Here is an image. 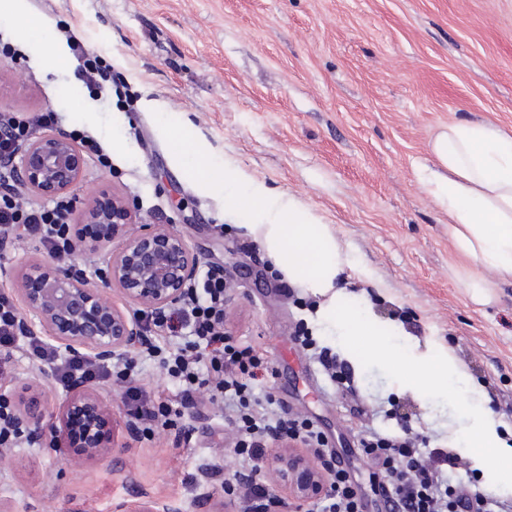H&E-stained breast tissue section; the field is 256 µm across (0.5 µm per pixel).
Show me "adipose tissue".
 Masks as SVG:
<instances>
[{
	"label": "adipose tissue",
	"mask_w": 512,
	"mask_h": 512,
	"mask_svg": "<svg viewBox=\"0 0 512 512\" xmlns=\"http://www.w3.org/2000/svg\"><path fill=\"white\" fill-rule=\"evenodd\" d=\"M432 152L439 169L428 182L448 212L455 252L512 279V134L488 122H456L436 136ZM233 202L265 216L257 230L267 253L287 257L289 278L307 293L325 298L318 318L332 344L346 350L355 337L363 336L367 349L375 351L382 335H402L401 327L381 322L368 307L352 306L340 278L346 260L328 225L308 222L297 207L262 188L242 192ZM396 366L400 389L420 397L437 393L445 380L455 382L462 405L457 433L487 471L491 487L507 489L512 449H504L500 421L453 356L436 346Z\"/></svg>",
	"instance_id": "1"
}]
</instances>
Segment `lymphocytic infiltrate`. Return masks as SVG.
<instances>
[{"label":"lymphocytic infiltrate","instance_id":"f902f5d3","mask_svg":"<svg viewBox=\"0 0 512 512\" xmlns=\"http://www.w3.org/2000/svg\"><path fill=\"white\" fill-rule=\"evenodd\" d=\"M54 122L50 110L25 119L0 113V246L28 240L59 255L75 247L71 200L61 196L34 204L24 199L15 182L16 151L37 129L52 127ZM229 286L223 266L210 265L179 305L160 314L142 313L145 328L154 329L158 337L182 341L163 359L176 381V402H160L131 382L124 392L128 414L145 435L162 428L181 437L185 429L178 421L183 407L224 401L242 466L235 484L225 485L224 490L236 497L241 512H269L272 496L260 474L270 444L285 441L306 448L327 476L328 490L315 512H365L367 495L354 481L350 464L329 447L325 433L310 418L276 408L272 394L256 395L269 362L253 345L235 340L226 331L224 302ZM18 349L29 360L47 365L63 388L76 381L105 384L116 371L111 362L88 354L60 353L44 338L25 333L12 298L0 292V377L9 376L7 358ZM359 445L377 482L375 494L387 512H512V500L453 483L451 475L461 467L458 456L442 448H425L419 437L369 429Z\"/></svg>","mask_w":512,"mask_h":512}]
</instances>
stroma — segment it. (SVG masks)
<instances>
[{"instance_id":"stroma-1","label":"stroma","mask_w":512,"mask_h":512,"mask_svg":"<svg viewBox=\"0 0 512 512\" xmlns=\"http://www.w3.org/2000/svg\"><path fill=\"white\" fill-rule=\"evenodd\" d=\"M41 26L27 27V17ZM100 56L121 84L102 94L74 65L59 68L43 42L68 36ZM0 109L57 113V130L92 136L109 160L85 158L75 209L102 191L135 207L136 224L180 232L199 266L233 275L226 322L268 357L264 384L285 410L314 419L335 448L355 449L365 414L375 427L425 436L467 459L454 478L488 489L483 469L451 431L453 398L400 391L392 357L354 348L359 402L343 398L292 340L325 342L317 297L266 252L247 215L229 201L228 173L292 199L329 225L350 260L343 282L385 322L403 324L419 349L447 347L512 426V280L461 261L448 215L423 177L431 142L459 120L512 133V0H25L0 7ZM206 164L210 184L189 176ZM490 283L474 303L468 276ZM0 400L42 389L58 443L19 438L0 460V512H116L152 499L172 512H238L224 492L239 462L222 405L183 409L189 443L147 437L122 401L119 379L98 386L112 410L108 450L86 460L70 448L61 415L70 397L42 365L13 355ZM208 463L216 478L198 472Z\"/></svg>"}]
</instances>
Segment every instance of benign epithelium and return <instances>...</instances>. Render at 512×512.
Returning a JSON list of instances; mask_svg holds the SVG:
<instances>
[{
	"label": "benign epithelium",
	"mask_w": 512,
	"mask_h": 512,
	"mask_svg": "<svg viewBox=\"0 0 512 512\" xmlns=\"http://www.w3.org/2000/svg\"><path fill=\"white\" fill-rule=\"evenodd\" d=\"M21 185L42 197L69 194L80 183L83 159L79 147L67 135H32L15 163ZM134 211L126 200L113 195L102 203L84 204L83 218L98 226L97 238L82 245L96 255L122 240L121 246L103 260L100 272L106 284L115 285L124 297L145 312L161 311L176 304L196 274V260L185 238L177 231L150 224L135 234L127 233ZM25 306L34 313L49 337L69 352H88L110 359L141 343L139 321L105 300L89 286L84 273L72 266L34 263L15 276ZM77 394L66 406V427L81 435L86 457L109 448L110 409L87 385L75 386ZM18 425L29 441L46 439L45 410L40 397L17 395ZM275 477L288 487V495L305 499L325 484L323 472L295 444L276 456ZM122 512H170L160 501L146 500L122 506Z\"/></svg>",
	"instance_id": "benign-epithelium-1"
}]
</instances>
